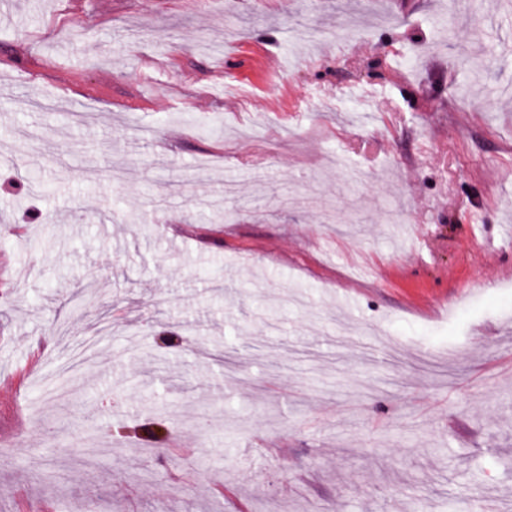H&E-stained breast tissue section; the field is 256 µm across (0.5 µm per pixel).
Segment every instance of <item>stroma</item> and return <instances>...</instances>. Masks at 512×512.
<instances>
[{"instance_id": "stroma-1", "label": "stroma", "mask_w": 512, "mask_h": 512, "mask_svg": "<svg viewBox=\"0 0 512 512\" xmlns=\"http://www.w3.org/2000/svg\"><path fill=\"white\" fill-rule=\"evenodd\" d=\"M506 224L512 0H0V512H504Z\"/></svg>"}]
</instances>
